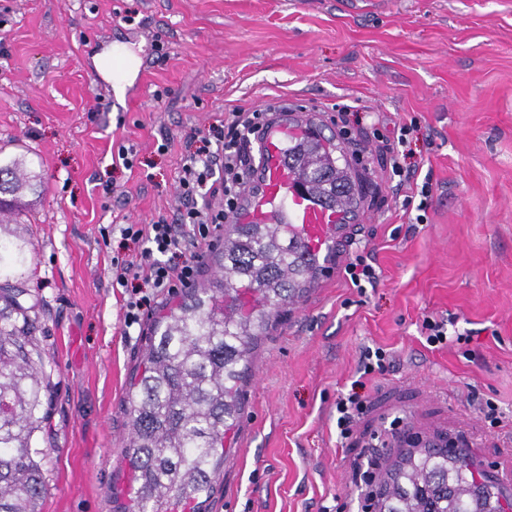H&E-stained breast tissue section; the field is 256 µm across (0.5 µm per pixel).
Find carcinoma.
Returning a JSON list of instances; mask_svg holds the SVG:
<instances>
[{"label": "carcinoma", "mask_w": 512, "mask_h": 512, "mask_svg": "<svg viewBox=\"0 0 512 512\" xmlns=\"http://www.w3.org/2000/svg\"><path fill=\"white\" fill-rule=\"evenodd\" d=\"M20 158L0 159V196L26 186ZM22 242L0 240V512H37L45 491L37 434L46 419L52 370L37 349L36 301L12 270ZM309 270L256 224L224 242V263L153 326L129 397L128 512H198L224 439L236 426L239 391L256 338L299 291ZM495 489L462 453L423 448L388 479V512H506Z\"/></svg>", "instance_id": "cac0c4a2"}]
</instances>
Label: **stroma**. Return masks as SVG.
I'll return each mask as SVG.
<instances>
[{"label": "stroma", "instance_id": "1", "mask_svg": "<svg viewBox=\"0 0 512 512\" xmlns=\"http://www.w3.org/2000/svg\"><path fill=\"white\" fill-rule=\"evenodd\" d=\"M128 16L155 37L131 33ZM113 35L148 66L108 110L97 62ZM277 94L324 111L331 147L346 105L368 124L416 119L428 221L409 223L372 143L362 163L343 157L367 221L340 260L370 257L380 281L363 294L340 273L309 281L270 318L204 512H357L353 463L372 448L385 467L378 450L407 417L424 434L465 426L485 464L512 466V0H0V152L41 182L18 201L29 261L15 270L41 300L53 369L40 512H117L127 499L131 381L177 302L126 329L111 261L134 249L101 227L175 222L190 132ZM122 145L133 167L112 163ZM430 314L454 317L466 340L429 350L418 326ZM368 346L395 362L366 379L345 448L336 397ZM488 399L503 424L479 412Z\"/></svg>", "mask_w": 512, "mask_h": 512}]
</instances>
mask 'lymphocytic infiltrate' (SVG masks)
Here are the masks:
<instances>
[{
	"label": "lymphocytic infiltrate",
	"instance_id": "obj_1",
	"mask_svg": "<svg viewBox=\"0 0 512 512\" xmlns=\"http://www.w3.org/2000/svg\"><path fill=\"white\" fill-rule=\"evenodd\" d=\"M280 100L249 111L235 108L230 122L209 126L197 137L198 147L189 152L182 166L178 187V221L158 219L149 224H123L122 240L139 244L134 259L112 262V285L128 289L126 328L139 325L145 311L177 289L192 285L200 273L201 249L213 245L224 223L239 208L241 189L254 170L251 146L260 137L264 117L282 111ZM416 122L395 125L392 136L382 137L391 156L396 190L417 198L416 223L427 221L432 192L430 182L415 184L412 147Z\"/></svg>",
	"mask_w": 512,
	"mask_h": 512
}]
</instances>
